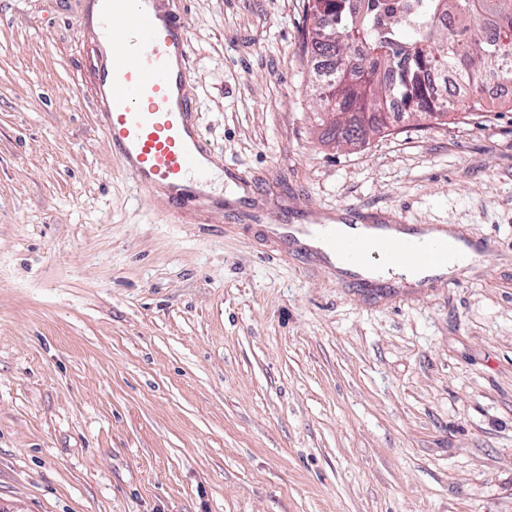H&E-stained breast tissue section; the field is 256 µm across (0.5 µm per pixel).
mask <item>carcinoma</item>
Instances as JSON below:
<instances>
[{"label":"carcinoma","mask_w":512,"mask_h":512,"mask_svg":"<svg viewBox=\"0 0 512 512\" xmlns=\"http://www.w3.org/2000/svg\"><path fill=\"white\" fill-rule=\"evenodd\" d=\"M314 112L336 143L361 144L394 118L431 122L482 107L512 78V0H306Z\"/></svg>","instance_id":"carcinoma-1"}]
</instances>
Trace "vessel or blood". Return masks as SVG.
Segmentation results:
<instances>
[{"instance_id":"vessel-or-blood-1","label":"vessel or blood","mask_w":512,"mask_h":512,"mask_svg":"<svg viewBox=\"0 0 512 512\" xmlns=\"http://www.w3.org/2000/svg\"><path fill=\"white\" fill-rule=\"evenodd\" d=\"M100 48L94 108L120 169L136 186L151 189L179 219L203 206L202 184L223 159L206 144L187 94L192 80L191 36L184 17L164 0H91ZM275 243L318 262L342 284L364 292L405 296L411 274L448 280V261L482 252L453 224H409L394 217L371 224L355 208L328 224L311 212L286 224L266 219Z\"/></svg>"}]
</instances>
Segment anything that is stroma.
Returning <instances> with one entry per match:
<instances>
[{
	"instance_id": "1",
	"label": "stroma",
	"mask_w": 512,
	"mask_h": 512,
	"mask_svg": "<svg viewBox=\"0 0 512 512\" xmlns=\"http://www.w3.org/2000/svg\"><path fill=\"white\" fill-rule=\"evenodd\" d=\"M303 3L169 0L251 201L176 224L97 124L89 0H0L5 512H512V90L337 148ZM349 206L492 251L402 299L271 255L264 215Z\"/></svg>"
}]
</instances>
